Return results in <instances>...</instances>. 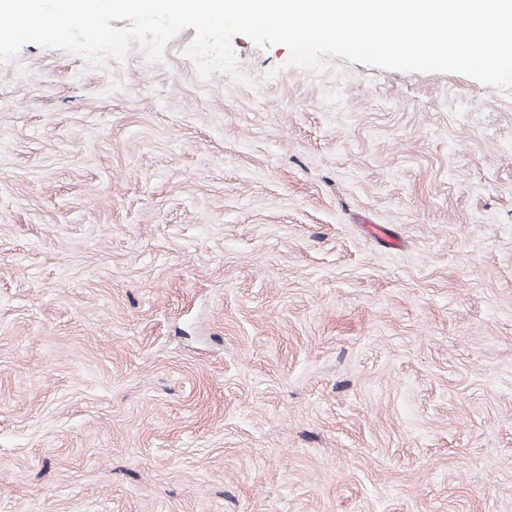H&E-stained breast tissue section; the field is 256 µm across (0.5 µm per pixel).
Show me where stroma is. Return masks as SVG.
Segmentation results:
<instances>
[{
	"mask_svg": "<svg viewBox=\"0 0 512 512\" xmlns=\"http://www.w3.org/2000/svg\"><path fill=\"white\" fill-rule=\"evenodd\" d=\"M195 34L0 62V512H512V89Z\"/></svg>",
	"mask_w": 512,
	"mask_h": 512,
	"instance_id": "stroma-1",
	"label": "stroma"
}]
</instances>
